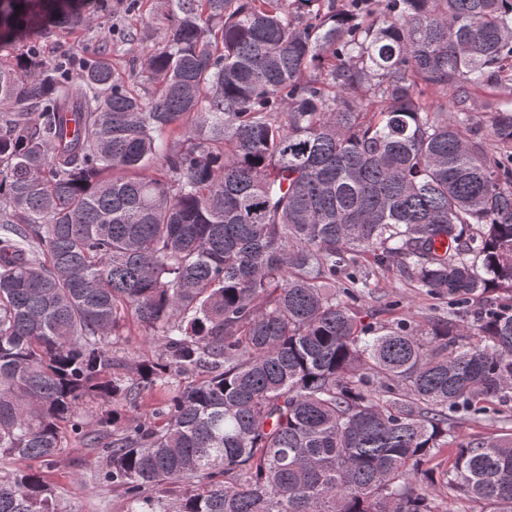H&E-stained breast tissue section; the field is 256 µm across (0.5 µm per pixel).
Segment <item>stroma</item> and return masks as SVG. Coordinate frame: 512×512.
<instances>
[{
  "label": "stroma",
  "mask_w": 512,
  "mask_h": 512,
  "mask_svg": "<svg viewBox=\"0 0 512 512\" xmlns=\"http://www.w3.org/2000/svg\"><path fill=\"white\" fill-rule=\"evenodd\" d=\"M126 0H108L103 11L96 13L85 30L75 34H62L48 41L46 57L60 52L89 55L101 40H109L107 53L113 66L125 70L130 65V56L121 40L126 30L136 32L137 47L141 53L153 51L157 46L156 29L161 17L150 0L140 15L127 16ZM362 269L368 273L374 296L366 300L367 310L376 313L379 319L389 316L392 304L416 316L446 313L448 303L434 299L415 286L401 280L395 270L380 268L372 259L363 258ZM112 354L122 366L123 375L133 373V366L140 357L159 359L163 352L158 339L146 336L135 322H127L121 336L114 340ZM120 430L119 425L93 427V439L67 435L64 451L55 460L34 462V469L42 472L51 484L60 512H128V500L123 489L112 486L103 479L100 453ZM512 431V402L491 400L480 414L462 411L456 416L454 435L447 448L436 457L437 470L448 469L453 461L455 446L459 440L494 437Z\"/></svg>",
  "instance_id": "35a3bbf8"
}]
</instances>
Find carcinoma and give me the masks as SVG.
<instances>
[{"label": "carcinoma", "instance_id": "1", "mask_svg": "<svg viewBox=\"0 0 512 512\" xmlns=\"http://www.w3.org/2000/svg\"><path fill=\"white\" fill-rule=\"evenodd\" d=\"M104 2L0 0V512H56L24 464L157 386L104 448L128 512H512V433L428 467L512 400V102L470 109L512 82V0H163L127 71L41 55ZM364 254L448 315L366 320ZM129 319L165 355L130 379ZM512 100V83L480 90L474 100V118L481 119L485 112L495 110L497 104ZM486 412L473 414L462 411L456 414L454 437H448V448L436 457L435 471L448 469L453 461L456 444L462 439L494 437L510 433L512 429V402L501 403L493 399L484 404ZM439 503L442 508L451 512H480L483 510V505L461 499L458 493L450 487H448V491L446 488L443 490Z\"/></svg>", "mask_w": 512, "mask_h": 512}]
</instances>
